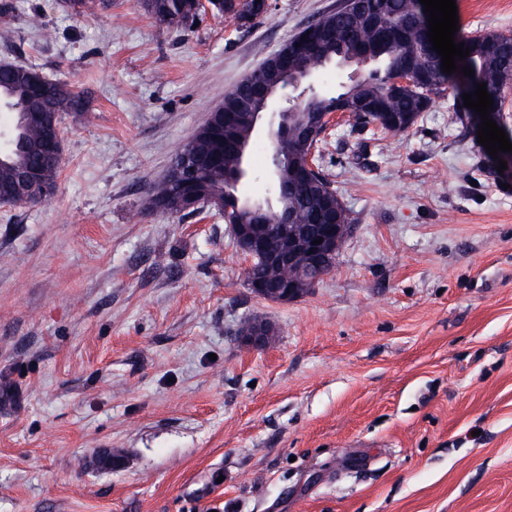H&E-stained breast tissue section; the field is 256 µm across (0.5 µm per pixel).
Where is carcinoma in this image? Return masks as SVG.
I'll return each mask as SVG.
<instances>
[{
	"label": "carcinoma",
	"mask_w": 512,
	"mask_h": 512,
	"mask_svg": "<svg viewBox=\"0 0 512 512\" xmlns=\"http://www.w3.org/2000/svg\"><path fill=\"white\" fill-rule=\"evenodd\" d=\"M196 0H136V6L157 23L179 26L194 19ZM366 8L347 12L335 8L305 26L288 42V72L281 74L274 92L286 88L293 71L316 70L321 62H345L367 57L378 68L351 81L345 90L328 95L310 93L300 102L288 107L292 132L277 141L269 150L268 176L272 184L270 197L264 199V223L268 225L270 241L277 240L279 226L288 222L298 233L307 232L318 224H327L332 216L351 223L348 210L336 211V189L322 172L297 170L292 160L300 159L313 146L307 130L316 112H334L341 107H353L360 99H368L372 111L360 115L355 131L363 133L378 125L393 135L404 134L410 126L404 117H419L427 110L432 96L445 88L459 85L472 93L476 84L484 82L493 98V111L503 107L504 77L512 72V34L484 32L463 39L470 54L456 61L457 68L474 70L469 77L459 71L442 72L441 56L432 50L427 36L428 15L420 0H364ZM67 13L84 16L99 7L97 0H60ZM40 70L35 66L0 63V101L17 105L32 112L30 122L14 132L9 150L0 154V191L13 185L27 172L37 169L43 182L55 188L58 170L42 162L45 152L36 118L60 105L53 80L37 82ZM413 76L414 85L397 89L395 77ZM271 98L252 91L247 81L240 82L224 94L227 112H264ZM255 128L246 122L218 121L215 125L194 133L174 151L172 163L178 164L197 156H216L220 161L199 170L193 182H182L167 174L149 190L148 205L154 211L169 216L195 212L179 208L176 203L192 196L205 201L215 200L222 205L217 213L224 214L226 224L250 222L251 201L234 194L235 188L226 184L227 172L238 168L237 152L241 144L252 145ZM288 282V271L272 273L266 264L255 260L246 272V284L251 291L256 286H276Z\"/></svg>",
	"instance_id": "1"
}]
</instances>
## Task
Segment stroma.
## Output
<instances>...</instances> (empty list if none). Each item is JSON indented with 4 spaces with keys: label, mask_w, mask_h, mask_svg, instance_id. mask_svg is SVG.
<instances>
[{
    "label": "stroma",
    "mask_w": 512,
    "mask_h": 512,
    "mask_svg": "<svg viewBox=\"0 0 512 512\" xmlns=\"http://www.w3.org/2000/svg\"><path fill=\"white\" fill-rule=\"evenodd\" d=\"M269 4L168 28L134 0H0V61L86 101L51 199L0 206V512H512V166L461 90L400 136L327 131L353 228L295 301L251 292L215 211L147 206L225 91L336 0ZM456 5L457 38L512 34V0ZM256 140L238 193L263 198Z\"/></svg>",
    "instance_id": "1"
}]
</instances>
